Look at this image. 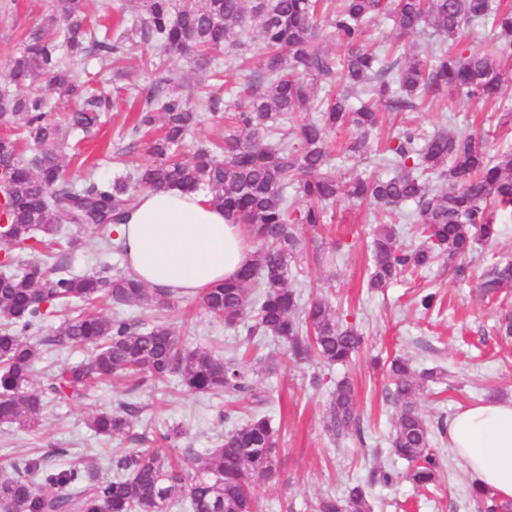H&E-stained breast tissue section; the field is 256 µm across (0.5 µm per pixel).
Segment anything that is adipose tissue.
I'll use <instances>...</instances> for the list:
<instances>
[{
  "instance_id": "1",
  "label": "adipose tissue",
  "mask_w": 512,
  "mask_h": 512,
  "mask_svg": "<svg viewBox=\"0 0 512 512\" xmlns=\"http://www.w3.org/2000/svg\"><path fill=\"white\" fill-rule=\"evenodd\" d=\"M114 232L128 269L158 293L202 295L236 279L251 252L241 225L205 191H146ZM448 450L477 488L512 499V399L459 409L448 421Z\"/></svg>"
}]
</instances>
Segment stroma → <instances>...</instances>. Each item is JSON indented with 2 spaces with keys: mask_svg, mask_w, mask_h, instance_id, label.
<instances>
[{
  "mask_svg": "<svg viewBox=\"0 0 512 512\" xmlns=\"http://www.w3.org/2000/svg\"><path fill=\"white\" fill-rule=\"evenodd\" d=\"M60 9L61 0H0V90L9 86L10 64L25 37L42 18ZM159 54L155 43L143 42L116 63L91 57L78 62L82 78L104 88L115 105L91 132H68L60 160L73 183L91 176L110 179L150 161L151 139L135 131L134 124L149 105L155 78L149 62ZM510 104L512 79L503 85L501 103L454 94L434 97L414 111L387 113L383 129L389 132L407 123L426 134L441 127L459 132L473 129L484 136L487 150H506L512 148V131L500 126L499 117ZM331 211L334 219L325 240L341 245L334 262L317 264L311 253L301 254L293 285L303 298L315 293L328 297L337 315L347 317L363 335L364 344L345 365L291 364L269 374L262 367L265 360L279 357L281 344L269 339L251 351L248 362L259 369L257 385L268 397L264 412L279 431L282 472L277 485H256L261 512H312L319 500L342 497L348 485L366 481L369 471L379 466L393 471L398 479L393 485L372 488L374 512H483L472 495L471 478L448 455L447 437L433 441L441 462L434 486L419 489L405 479L407 462L388 452L394 406L387 382L370 360L376 355H400L414 369L444 370L443 382L428 384L417 396L419 412L432 423L467 405L512 398V336L498 330L503 316H512V286L483 296L475 280L455 279L454 263L445 259L387 288L370 289L368 244L375 230L383 224L397 225L400 245L416 246L418 238L412 229L416 206L406 203L389 214L339 201ZM497 220L501 228L497 241L476 246L468 258L473 271H484L497 259L512 260V210L500 212ZM67 233L81 241L69 259L72 270L106 275L124 270L122 256L98 234L78 226ZM427 293L437 299L429 311L420 306L421 296ZM95 310L133 321L159 314L186 335L187 347H212L222 357L241 349V337L210 317L195 297L171 298L160 310L150 305L116 309L103 300ZM345 378L354 386L364 436L337 441L325 431L323 417L337 382ZM124 402L140 409L130 433L109 438L87 428L91 414L116 409ZM223 408V398L190 392L174 374L137 387L117 378L81 398L52 402L37 428L0 425V462L20 464L43 455L50 466L66 467L81 457L95 461L99 475L109 478L114 474L115 456L150 448L164 424L183 429L176 454L202 458L253 406L250 401H238L228 415Z\"/></svg>",
  "mask_w": 512,
  "mask_h": 512,
  "instance_id": "stroma-1",
  "label": "stroma"
}]
</instances>
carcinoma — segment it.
Listing matches in <instances>:
<instances>
[{"label":"carcinoma","mask_w":512,"mask_h":512,"mask_svg":"<svg viewBox=\"0 0 512 512\" xmlns=\"http://www.w3.org/2000/svg\"><path fill=\"white\" fill-rule=\"evenodd\" d=\"M63 2L62 15L45 17L28 34L13 58L10 80L28 87L52 73L55 94L83 100L80 109L66 114L72 129L89 130L98 113L112 106L110 97L87 92L71 67L74 57L118 61L137 35L168 53L195 55L199 67H214L215 77L221 70L213 54L226 47L241 55L256 38L264 59L261 69L244 76L226 99L195 97L177 73L154 66L150 107L137 123L163 129L151 144L153 160L113 180L87 179L80 186L64 178L59 152L65 134L46 119L44 98L0 92V122L19 123L37 148L25 158L16 140L0 137V163L13 179L0 204V221L12 225L13 232L3 246L10 263L0 273V317L6 320L0 328V423L31 427L43 417L46 399H73L121 375L141 385L175 374L193 393H222L230 402L247 397L255 408L201 460L174 462L168 449L176 447L180 431L168 428L156 435L157 447L113 460L116 474L110 479L84 462L60 470L47 468L42 458L22 468L1 463L0 512H168L179 497L188 500L191 512H256L253 484L277 483L280 464L275 430L261 411L266 396L242 359L189 349L166 321L142 326L86 311L66 318L55 335L34 339L46 315L76 303L92 305L107 298L119 307L162 304L161 294L150 292L132 274L68 271L65 258L76 250L77 240L66 227L85 225L121 253L112 226L126 218L145 191L206 190L231 223L246 225L256 249L235 281L201 296L203 307L249 342L257 337L281 342L287 364L346 363L362 347L363 336L336 316L328 299L303 306L301 294L288 284L303 230L319 234L339 199L381 211L414 203L422 242L405 249L397 245L395 226L380 227L371 243L368 284L374 289L441 257H464L476 245L498 239L496 214L512 209V153L491 155L473 135L445 127L430 136L406 127L377 155L371 134L380 110H413L430 95L498 99L503 66L512 63V7L499 9L491 0H140L138 20L126 39L114 40L87 29L85 0ZM381 18L391 19L402 34L428 27L438 40L418 52L383 57L364 44L366 29ZM322 26L336 36L342 55L323 47ZM470 26L494 30L488 49L473 52L462 43ZM226 110L233 111L234 129L224 136L220 151L201 147L191 158H181L179 150L201 114L215 117ZM312 110L320 118L301 124L288 139V113ZM344 128L352 130L346 154L387 167L391 176L381 178L365 169L336 175L327 138ZM436 182L439 191L433 189ZM290 187L293 201L288 200ZM40 248L55 249L59 260L50 266L14 258L16 251ZM509 284L512 262L494 263L482 274L479 288L489 295ZM60 344L86 350L87 362L62 368L39 391L30 389L41 347ZM388 377L397 408L390 453L410 464L407 478L424 488L434 482L438 468L432 438L446 433V423L440 419L430 425L417 410L415 395L443 373L427 369L417 374L408 359L396 357ZM137 414L136 405L123 403L93 414L88 426L97 434L118 436L131 430ZM324 428L336 440L363 438L349 381L336 384ZM372 509L365 487L357 484L341 499L322 500L315 512Z\"/></svg>","instance_id":"cac0c4a2"}]
</instances>
